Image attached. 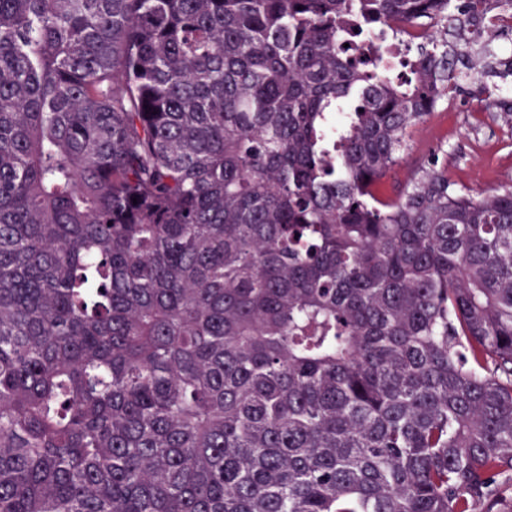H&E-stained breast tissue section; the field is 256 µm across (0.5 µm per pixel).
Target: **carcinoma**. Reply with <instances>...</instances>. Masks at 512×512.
I'll return each mask as SVG.
<instances>
[{
    "mask_svg": "<svg viewBox=\"0 0 512 512\" xmlns=\"http://www.w3.org/2000/svg\"><path fill=\"white\" fill-rule=\"evenodd\" d=\"M508 11L0 0V512H512V189L377 194Z\"/></svg>",
    "mask_w": 512,
    "mask_h": 512,
    "instance_id": "obj_1",
    "label": "carcinoma"
}]
</instances>
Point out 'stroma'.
<instances>
[{"mask_svg":"<svg viewBox=\"0 0 512 512\" xmlns=\"http://www.w3.org/2000/svg\"><path fill=\"white\" fill-rule=\"evenodd\" d=\"M435 153L446 158L456 188L474 195L512 188V121L487 102L459 95L412 131L402 160L381 180L380 195L397 197Z\"/></svg>","mask_w":512,"mask_h":512,"instance_id":"obj_1","label":"stroma"}]
</instances>
